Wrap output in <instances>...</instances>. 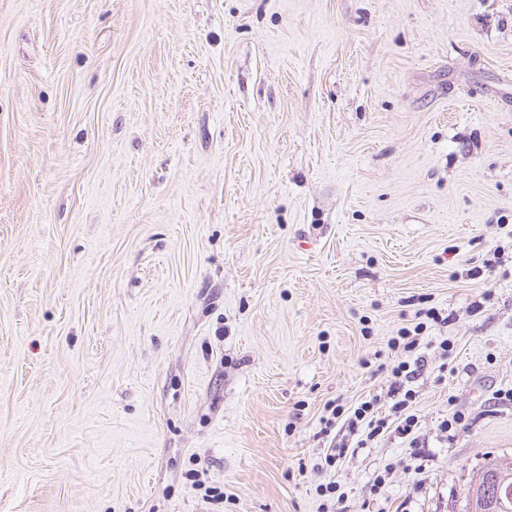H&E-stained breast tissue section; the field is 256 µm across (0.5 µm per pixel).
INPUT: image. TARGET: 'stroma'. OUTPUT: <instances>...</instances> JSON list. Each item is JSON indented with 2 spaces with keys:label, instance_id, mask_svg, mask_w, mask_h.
<instances>
[{
  "label": "stroma",
  "instance_id": "obj_1",
  "mask_svg": "<svg viewBox=\"0 0 512 512\" xmlns=\"http://www.w3.org/2000/svg\"><path fill=\"white\" fill-rule=\"evenodd\" d=\"M510 389L512 0H0V512H464ZM411 365L408 361H400L391 369L392 380L390 382L389 391L394 400L391 406V415L384 417L375 415L377 413V398L362 401L351 415L346 414L343 405L336 404L329 410V417L323 419L324 433H331L332 427L336 426V422L345 414L347 427L352 435H358L357 448H365L367 444L375 441L382 436L389 428V417H394L399 421L396 430L403 435L413 433L418 423V417L414 411L416 393L411 388H406V383L413 375L414 370H410Z\"/></svg>",
  "mask_w": 512,
  "mask_h": 512
}]
</instances>
